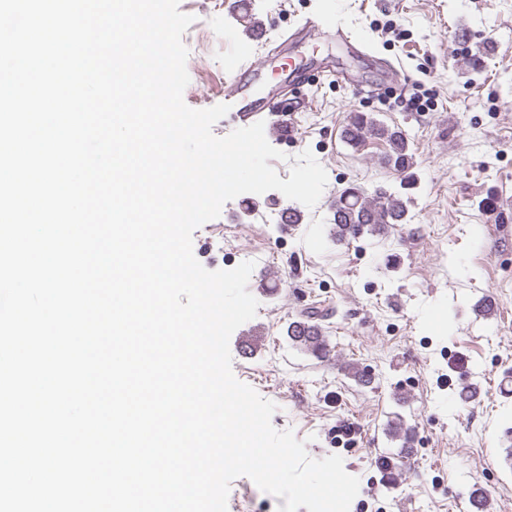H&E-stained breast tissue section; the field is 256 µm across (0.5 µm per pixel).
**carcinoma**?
I'll return each mask as SVG.
<instances>
[{
	"instance_id": "cac0c4a2",
	"label": "carcinoma",
	"mask_w": 512,
	"mask_h": 512,
	"mask_svg": "<svg viewBox=\"0 0 512 512\" xmlns=\"http://www.w3.org/2000/svg\"><path fill=\"white\" fill-rule=\"evenodd\" d=\"M343 138L352 147L362 145L368 138L385 140L389 151L383 163L404 175V185H411L414 157L406 134L399 127L380 124L365 112H354L343 130ZM330 209L335 225L333 239L340 244L365 233H386L390 228L408 223L407 199L403 194L382 190L370 194L358 185L345 187L332 201ZM315 319L317 314L313 312L299 320L307 329L303 334L296 332L295 325H288L287 336L296 347L323 356L327 343Z\"/></svg>"
}]
</instances>
